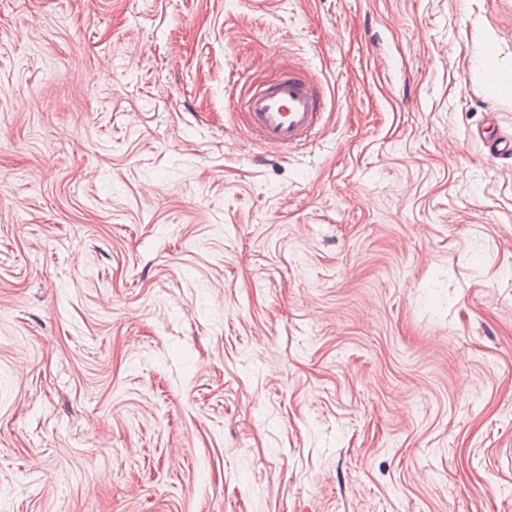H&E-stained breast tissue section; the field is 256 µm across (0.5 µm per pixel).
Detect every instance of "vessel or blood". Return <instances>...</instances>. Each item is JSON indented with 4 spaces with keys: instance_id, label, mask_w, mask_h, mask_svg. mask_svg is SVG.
Masks as SVG:
<instances>
[{
    "instance_id": "vessel-or-blood-1",
    "label": "vessel or blood",
    "mask_w": 512,
    "mask_h": 512,
    "mask_svg": "<svg viewBox=\"0 0 512 512\" xmlns=\"http://www.w3.org/2000/svg\"><path fill=\"white\" fill-rule=\"evenodd\" d=\"M324 98L318 79L281 70L270 82L250 86L243 102L245 128L261 147L288 153L316 138Z\"/></svg>"
}]
</instances>
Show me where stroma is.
<instances>
[{
    "label": "stroma",
    "instance_id": "obj_1",
    "mask_svg": "<svg viewBox=\"0 0 512 512\" xmlns=\"http://www.w3.org/2000/svg\"><path fill=\"white\" fill-rule=\"evenodd\" d=\"M489 39L512 0H0V512H512ZM269 83L249 87L243 102L244 124L265 149L287 154L311 143L320 131L324 109L321 82L295 69H282Z\"/></svg>",
    "mask_w": 512,
    "mask_h": 512
}]
</instances>
